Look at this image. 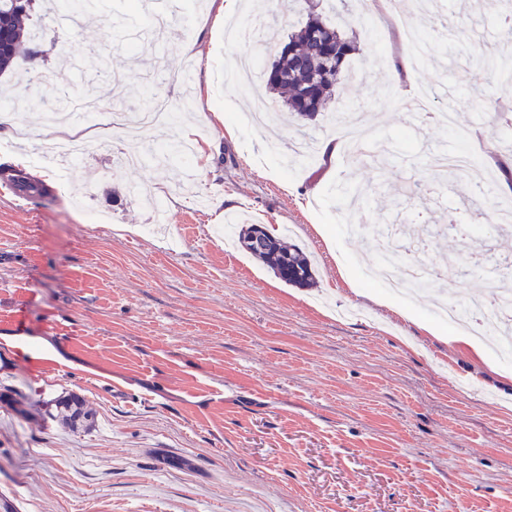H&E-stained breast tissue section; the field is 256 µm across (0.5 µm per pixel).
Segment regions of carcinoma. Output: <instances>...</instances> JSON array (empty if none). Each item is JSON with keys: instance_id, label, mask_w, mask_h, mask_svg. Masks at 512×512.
Instances as JSON below:
<instances>
[{"instance_id": "cac0c4a2", "label": "carcinoma", "mask_w": 512, "mask_h": 512, "mask_svg": "<svg viewBox=\"0 0 512 512\" xmlns=\"http://www.w3.org/2000/svg\"><path fill=\"white\" fill-rule=\"evenodd\" d=\"M18 0H0V16L9 17V34L0 42V74L11 68L31 41L25 19L30 16V2L25 7ZM498 27L505 33L500 46L512 44V0H502L498 12ZM355 46L342 36L337 25L318 15H308L306 21L288 34V43L264 74V89L284 98L288 118L313 119L335 96L336 86L342 84L344 68H336L337 52L351 59ZM481 69L492 77L512 73V57L488 53L478 60ZM235 243L250 257L266 264L283 282L309 288L315 283V269L306 252L290 237L271 235L260 224L235 225ZM54 418L71 430L90 429L97 412L76 394L56 400Z\"/></svg>"}]
</instances>
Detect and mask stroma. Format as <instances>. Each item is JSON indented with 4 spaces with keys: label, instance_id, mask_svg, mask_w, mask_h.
I'll use <instances>...</instances> for the list:
<instances>
[{
    "label": "stroma",
    "instance_id": "obj_1",
    "mask_svg": "<svg viewBox=\"0 0 512 512\" xmlns=\"http://www.w3.org/2000/svg\"><path fill=\"white\" fill-rule=\"evenodd\" d=\"M388 0V13L356 0H310L330 20L346 18L356 41L353 82L314 121L281 124L277 162L260 160L264 131L243 123L244 88L225 91V70L255 61V85L290 32L306 19L293 0H266L258 42L225 47L215 0L192 25L151 0H97L92 16L65 24L62 0L35 7L41 58L19 71L64 73L75 96L92 92L121 115L146 106L145 91L181 110L149 141L201 139L194 171L172 161L116 165L93 139L65 190L45 198L0 184V502L7 512H512V355L490 346L495 298L488 272L512 285V234L487 217L512 192L479 191L434 169L437 152L475 134L487 152L512 147V78L487 79L475 59L494 49L496 6L468 17L454 0ZM169 35L148 46L155 15ZM426 38L414 85L463 91L455 126H418L399 112L392 64L406 59L405 24ZM492 97L488 112L475 93ZM53 88L29 95L24 119L0 120V170L44 183L38 157L55 133L39 123ZM362 116L395 155L384 168L338 155L292 151L302 139H339V111ZM223 113L216 121L215 113ZM377 187L363 221L393 225L400 254L425 249L436 270L428 289L403 300L366 280L378 261L348 239L340 188L349 178ZM138 184L140 196L128 194ZM172 228L151 235L153 199ZM271 232L296 227L316 283L286 285L214 233L225 214ZM96 212L99 223L83 214ZM228 211V212H229ZM476 299V330L440 325L443 303ZM24 314L17 335L13 318ZM82 395L94 428L54 421L55 399ZM182 456L191 468L168 467Z\"/></svg>",
    "mask_w": 512,
    "mask_h": 512
}]
</instances>
